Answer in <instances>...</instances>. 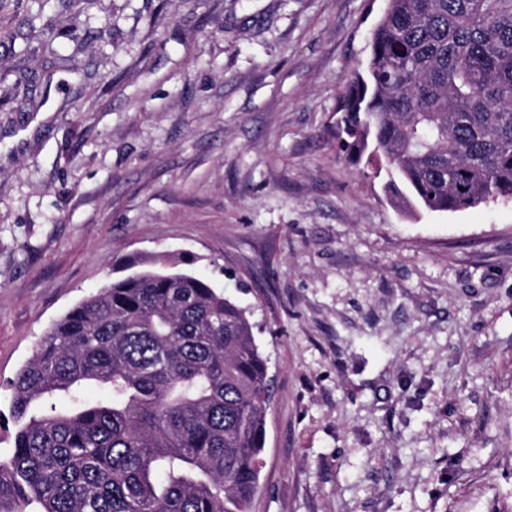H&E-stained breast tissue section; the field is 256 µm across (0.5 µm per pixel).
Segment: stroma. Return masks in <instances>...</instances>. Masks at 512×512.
<instances>
[{
  "label": "stroma",
  "mask_w": 512,
  "mask_h": 512,
  "mask_svg": "<svg viewBox=\"0 0 512 512\" xmlns=\"http://www.w3.org/2000/svg\"><path fill=\"white\" fill-rule=\"evenodd\" d=\"M27 7L0 0V459L48 325L169 253L268 360L251 512H512V202L407 215L331 136L384 0Z\"/></svg>",
  "instance_id": "obj_1"
}]
</instances>
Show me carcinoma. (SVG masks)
I'll use <instances>...</instances> for the list:
<instances>
[{
    "label": "carcinoma",
    "mask_w": 512,
    "mask_h": 512,
    "mask_svg": "<svg viewBox=\"0 0 512 512\" xmlns=\"http://www.w3.org/2000/svg\"><path fill=\"white\" fill-rule=\"evenodd\" d=\"M369 48L339 154L408 206L512 200V0H386ZM185 264L129 262L37 342L11 382L0 512H249L268 361L250 311Z\"/></svg>",
    "instance_id": "1"
}]
</instances>
